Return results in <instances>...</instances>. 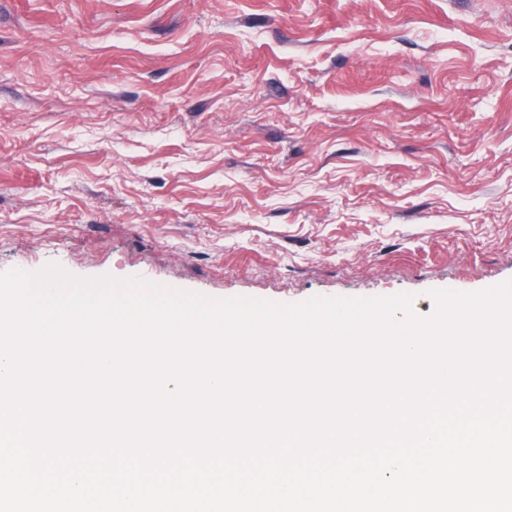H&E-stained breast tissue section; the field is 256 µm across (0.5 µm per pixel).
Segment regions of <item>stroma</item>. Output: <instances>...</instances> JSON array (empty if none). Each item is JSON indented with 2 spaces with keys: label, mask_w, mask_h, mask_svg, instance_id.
<instances>
[{
  "label": "stroma",
  "mask_w": 512,
  "mask_h": 512,
  "mask_svg": "<svg viewBox=\"0 0 512 512\" xmlns=\"http://www.w3.org/2000/svg\"><path fill=\"white\" fill-rule=\"evenodd\" d=\"M213 298L512 281V0H0V272Z\"/></svg>",
  "instance_id": "35a3bbf8"
}]
</instances>
